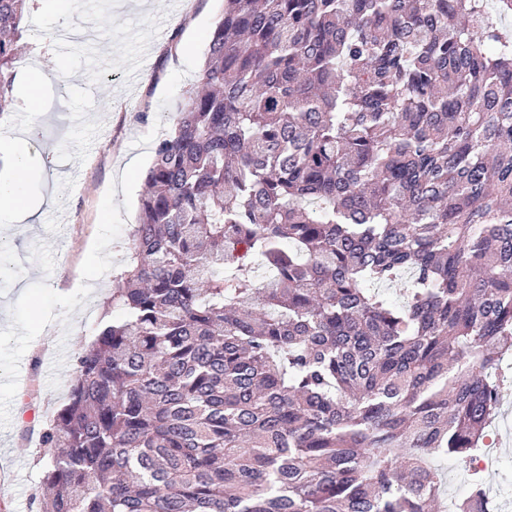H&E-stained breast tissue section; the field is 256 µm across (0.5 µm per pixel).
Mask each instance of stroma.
Segmentation results:
<instances>
[{"label":"stroma","mask_w":512,"mask_h":512,"mask_svg":"<svg viewBox=\"0 0 512 512\" xmlns=\"http://www.w3.org/2000/svg\"><path fill=\"white\" fill-rule=\"evenodd\" d=\"M224 0H64V18L32 8L23 64L41 61L40 111L22 103L0 131H30L32 215L0 218V470L15 477L0 502L36 512L37 423L65 402L68 373L93 339L112 293L154 140L169 132ZM150 69L130 80L141 53ZM146 120H139L140 112ZM139 170L124 177L125 161ZM32 395L30 425L18 403Z\"/></svg>","instance_id":"1"}]
</instances>
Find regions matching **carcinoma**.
I'll use <instances>...</instances> for the list:
<instances>
[{
    "mask_svg": "<svg viewBox=\"0 0 512 512\" xmlns=\"http://www.w3.org/2000/svg\"><path fill=\"white\" fill-rule=\"evenodd\" d=\"M27 0H0V114ZM512 0H225L37 512H443L512 350ZM404 281V301L387 288ZM450 512H493L483 484ZM433 464L439 469L441 475L445 474L447 479L448 475L453 478L451 489L446 485L448 497H451L452 491L456 494L454 498L463 499L469 496L472 486L470 483V473L468 463L465 461L457 460L453 456L445 458H436Z\"/></svg>",
    "mask_w": 512,
    "mask_h": 512,
    "instance_id": "carcinoma-1",
    "label": "carcinoma"
}]
</instances>
